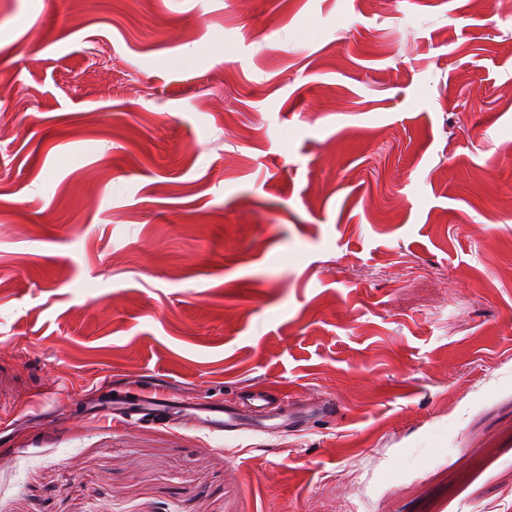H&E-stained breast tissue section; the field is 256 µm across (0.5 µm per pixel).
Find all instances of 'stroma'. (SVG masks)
<instances>
[{"instance_id":"stroma-1","label":"stroma","mask_w":512,"mask_h":512,"mask_svg":"<svg viewBox=\"0 0 512 512\" xmlns=\"http://www.w3.org/2000/svg\"><path fill=\"white\" fill-rule=\"evenodd\" d=\"M0 416V512H512V11L0 0ZM173 399L180 400L181 403H186L188 405H198L200 403H195L191 398H186L182 393L174 390L172 388H168L166 391L162 393L141 391L138 394L137 398V406L140 409V412L144 414L143 417H147L154 412L161 411L168 407V402H174ZM257 404L253 403L248 414H240L236 412L224 411V404L221 401L206 402L205 407L201 410L206 412V418L202 422V427L207 429L211 434L216 436H224V433L241 434L248 431L261 430V428L269 429L262 425L256 418L260 409H264L266 398L262 394H258L253 399Z\"/></svg>"}]
</instances>
